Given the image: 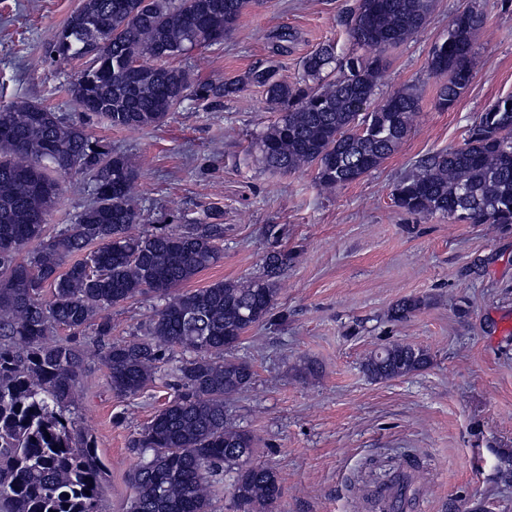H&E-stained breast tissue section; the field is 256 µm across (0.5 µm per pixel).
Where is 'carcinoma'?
<instances>
[{"label": "carcinoma", "mask_w": 512, "mask_h": 512, "mask_svg": "<svg viewBox=\"0 0 512 512\" xmlns=\"http://www.w3.org/2000/svg\"><path fill=\"white\" fill-rule=\"evenodd\" d=\"M250 0H81L51 46L63 61L86 60L66 91L82 112L116 129L162 123L192 95L217 102L245 87L264 88L281 113L257 138L265 165L291 173L313 167L335 190L378 168L411 130L420 108L408 85L375 102L385 52L418 36L433 0H355L348 35L363 53L340 56L323 44L302 61L300 81L252 68L233 78L196 82L173 61L232 32ZM487 17L476 4L453 16L435 42L428 68L440 77L436 106L455 108L475 74L473 40ZM76 172L92 201L55 235L45 234L60 180ZM136 173L127 157L91 139L82 124L40 104L0 106V512H99L101 465L87 435L65 413L83 358L55 338L93 327L108 385L135 395L155 377L167 347L188 356L174 369L177 395L130 443L140 458L129 475L131 512H214V477L233 474L240 512H276V470L255 464V437L228 422L224 402L246 389L253 366L230 355L277 305L276 279L288 254L273 252L258 280L182 285L220 258V224L139 232L131 196ZM408 215L440 213L467 224H512V96L489 105L464 145L418 161L391 189ZM32 247L25 259L21 250ZM74 254L80 258L65 264ZM141 295L157 301L144 337L105 341L110 320L99 313ZM427 306L411 296L390 308L404 321ZM430 352L393 343L370 354L363 370L384 382L427 369Z\"/></svg>", "instance_id": "obj_1"}]
</instances>
